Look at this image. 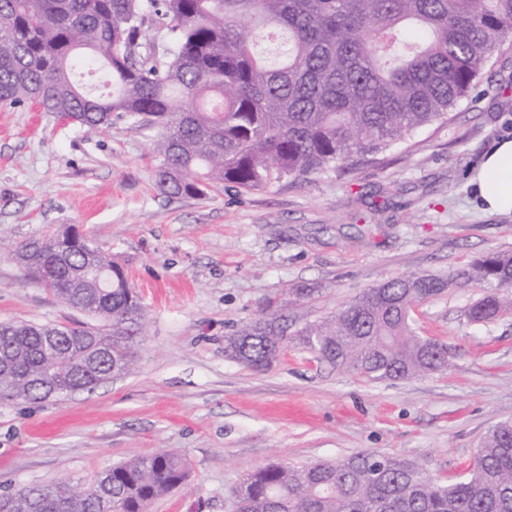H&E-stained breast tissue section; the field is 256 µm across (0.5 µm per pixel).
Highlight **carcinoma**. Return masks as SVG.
I'll return each instance as SVG.
<instances>
[{"label": "carcinoma", "instance_id": "1", "mask_svg": "<svg viewBox=\"0 0 512 512\" xmlns=\"http://www.w3.org/2000/svg\"><path fill=\"white\" fill-rule=\"evenodd\" d=\"M166 20L174 49L159 61L143 24ZM287 38L270 59L260 36ZM512 36V0H0V102L34 103L90 131L128 118L157 133L155 185L171 197L213 184L260 192L374 156L448 115L468 97L492 52ZM106 68L112 90L78 86L80 67ZM15 258L63 304L101 317L108 359L71 383L92 390L130 365L146 311L112 255L58 234L21 244ZM483 282L472 322L512 309V252L483 256L446 276L409 273L365 289L294 340L371 381L442 372L447 346L418 336L411 313L449 288ZM277 317L224 338V354L269 367L288 344ZM72 355L84 326L0 323V401H42L50 368L43 336ZM187 462L160 450L102 472L89 485L59 481L0 495V512H148L183 484ZM235 512H512V423L495 425L458 482L444 486L414 462L363 451L302 467L273 463L233 490Z\"/></svg>", "mask_w": 512, "mask_h": 512}]
</instances>
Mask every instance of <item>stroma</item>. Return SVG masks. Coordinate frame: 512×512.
<instances>
[{
    "mask_svg": "<svg viewBox=\"0 0 512 512\" xmlns=\"http://www.w3.org/2000/svg\"><path fill=\"white\" fill-rule=\"evenodd\" d=\"M502 137H512L503 47L447 122L347 169L255 193L166 196L154 185L155 131L127 119L90 131L0 104V321L86 322L13 259L21 242L69 225L111 253L147 311L125 373L37 404L0 403V493L88 484L161 449L190 473L152 512H231L232 489L258 467L362 450L411 460L445 484L462 478L489 430L512 422V310L469 321L482 283L412 313L417 335L447 346L443 373L375 382L292 338L390 278L512 251V214L485 215L468 186ZM296 288L311 295L292 305ZM271 298L288 347L264 370L225 357V336Z\"/></svg>",
    "mask_w": 512,
    "mask_h": 512,
    "instance_id": "obj_1",
    "label": "stroma"
}]
</instances>
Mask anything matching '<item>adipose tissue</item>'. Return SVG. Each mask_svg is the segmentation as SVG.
I'll return each mask as SVG.
<instances>
[{
  "instance_id": "1",
  "label": "adipose tissue",
  "mask_w": 512,
  "mask_h": 512,
  "mask_svg": "<svg viewBox=\"0 0 512 512\" xmlns=\"http://www.w3.org/2000/svg\"><path fill=\"white\" fill-rule=\"evenodd\" d=\"M485 213H512V139L497 140L470 178Z\"/></svg>"
}]
</instances>
